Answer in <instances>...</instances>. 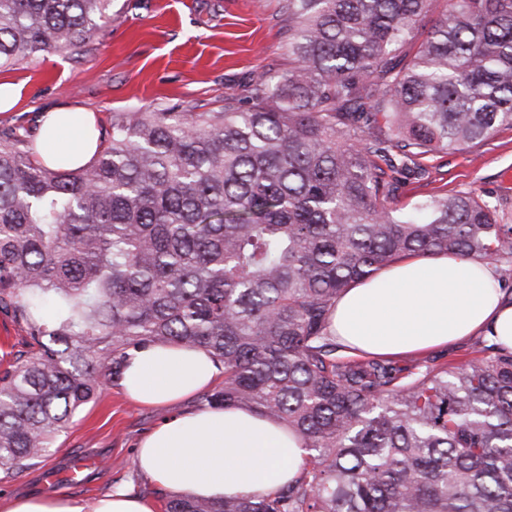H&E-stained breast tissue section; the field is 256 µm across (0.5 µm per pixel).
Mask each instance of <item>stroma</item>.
<instances>
[{
    "mask_svg": "<svg viewBox=\"0 0 512 512\" xmlns=\"http://www.w3.org/2000/svg\"><path fill=\"white\" fill-rule=\"evenodd\" d=\"M288 70V20L281 0H112V25L80 53L53 52L0 71L21 95L0 112V131L37 130L43 110L76 104L109 126L116 112H219L249 84ZM427 176L405 180L399 206L437 194L473 191L512 224V128L482 144L428 156ZM168 408L145 407L108 381L60 433L48 459L0 483V500L66 495L88 502L125 486L151 495L135 466L143 437Z\"/></svg>",
    "mask_w": 512,
    "mask_h": 512,
    "instance_id": "stroma-1",
    "label": "stroma"
}]
</instances>
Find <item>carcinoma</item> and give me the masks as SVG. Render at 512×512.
Returning <instances> with one entry per match:
<instances>
[{
    "instance_id": "carcinoma-1",
    "label": "carcinoma",
    "mask_w": 512,
    "mask_h": 512,
    "mask_svg": "<svg viewBox=\"0 0 512 512\" xmlns=\"http://www.w3.org/2000/svg\"><path fill=\"white\" fill-rule=\"evenodd\" d=\"M284 0L288 73L221 112H114L89 163L0 134V311L27 326L0 372V482L130 352L205 350L223 386L308 450L272 497L163 494L162 512H512V351L460 367L347 355L336 300L410 255L512 265L473 192L404 210L422 160L512 128V0ZM111 0H0V67L80 52Z\"/></svg>"
}]
</instances>
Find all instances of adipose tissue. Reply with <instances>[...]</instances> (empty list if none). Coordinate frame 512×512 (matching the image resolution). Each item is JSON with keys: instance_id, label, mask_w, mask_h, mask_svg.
I'll return each instance as SVG.
<instances>
[{"instance_id": "ef3b65f1", "label": "adipose tissue", "mask_w": 512, "mask_h": 512, "mask_svg": "<svg viewBox=\"0 0 512 512\" xmlns=\"http://www.w3.org/2000/svg\"><path fill=\"white\" fill-rule=\"evenodd\" d=\"M43 156L88 161L99 145L96 113L60 106L39 119ZM329 330L350 352L397 357L483 336L512 351V304L492 264L458 255L409 257L337 300ZM212 359L191 346L132 352L122 385L144 405L181 402L211 385ZM307 452L277 423L239 408L203 407L166 419L136 450L139 471L161 488L220 500L266 496L295 479ZM0 512H155L146 496L113 488L82 504L65 495L16 496Z\"/></svg>"}]
</instances>
